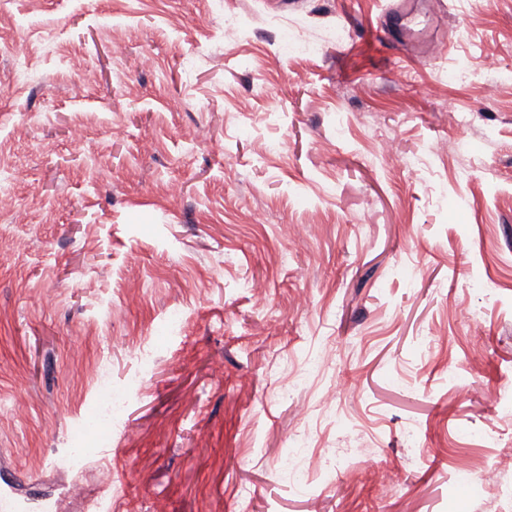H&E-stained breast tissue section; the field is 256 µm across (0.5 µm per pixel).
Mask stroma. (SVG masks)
Segmentation results:
<instances>
[{"label":"stroma","mask_w":512,"mask_h":512,"mask_svg":"<svg viewBox=\"0 0 512 512\" xmlns=\"http://www.w3.org/2000/svg\"><path fill=\"white\" fill-rule=\"evenodd\" d=\"M396 6L0 0V488L58 512H512L487 398L512 384V0ZM404 29L445 52L404 64ZM483 52L496 71L453 79ZM102 372L126 407L81 476Z\"/></svg>","instance_id":"35a3bbf8"}]
</instances>
